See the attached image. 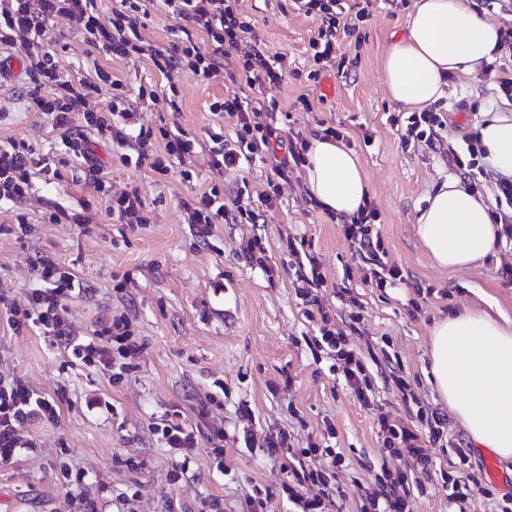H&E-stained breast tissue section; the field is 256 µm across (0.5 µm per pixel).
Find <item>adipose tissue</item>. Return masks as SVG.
<instances>
[{"label": "adipose tissue", "mask_w": 512, "mask_h": 512, "mask_svg": "<svg viewBox=\"0 0 512 512\" xmlns=\"http://www.w3.org/2000/svg\"><path fill=\"white\" fill-rule=\"evenodd\" d=\"M502 49L498 25L467 0H418L404 37L383 60L388 97L406 109L430 106L452 78L481 73ZM479 133L488 161L512 176V119H484ZM306 159L311 198L336 216L356 215L370 193L356 153L318 136L310 138ZM416 222L432 261L445 269L465 268L493 253L500 233L485 199L458 179L427 198ZM430 358L436 390L471 440L512 458V323L470 310L438 319Z\"/></svg>", "instance_id": "1"}]
</instances>
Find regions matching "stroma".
Returning <instances> with one entry per match:
<instances>
[{
  "label": "stroma",
  "mask_w": 512,
  "mask_h": 512,
  "mask_svg": "<svg viewBox=\"0 0 512 512\" xmlns=\"http://www.w3.org/2000/svg\"><path fill=\"white\" fill-rule=\"evenodd\" d=\"M416 2L374 0L369 18L337 45L344 66L326 73L336 83L330 95L306 79L312 62L305 50L316 20L298 13L292 0H239L271 51L285 58L284 80L263 90L279 102L278 127L306 138L335 127L358 154L379 213L376 229L385 259L403 275L396 287L380 290L364 282V265L343 234L341 218L310 198L304 168L277 179L273 163L284 157V148L274 147L270 161L238 171L220 175L211 169L210 136L219 131L231 137L233 125L211 114L208 105L238 91L233 56L206 84L176 74L177 113L160 112L145 98L132 99L140 124L174 122L196 133L195 153L174 160V174L162 177L124 163V148L90 134L104 178L113 191H139L148 223H113L105 198L94 197L74 172L51 185L33 177L24 206L26 231L0 236V295L8 300L0 307V378L20 380L54 399L58 415L28 426L23 437L32 451L0 465V512H83L86 498L95 500L97 512H208L215 500L223 502L224 512H247L258 488L267 493L264 512H289L283 490L288 470L264 453L267 436L281 430L293 448L342 449L343 494L336 508L361 512L380 465L397 464L384 449L378 412L413 429L420 426L418 407L447 412L430 369V329L436 319L467 309L512 320V241L501 240L495 252L470 267L447 270L425 251L416 217L449 177V148H462L465 136L486 116L512 117V100L499 87L502 68L512 66V45H505L495 68L450 81L445 96L456 110L445 116L439 146L402 147L392 120L408 111L390 102L381 65ZM52 30L70 45L57 61L72 78H88L102 68L135 86L149 83L160 91L167 84L148 61L85 53L66 21H56ZM21 92V78L10 71L0 75V139L22 138L37 158L65 160L59 131L27 105ZM183 168L195 172L194 182L181 180ZM272 178L280 196L269 207L263 196ZM214 184L228 201L248 189L256 219L244 217L200 233L181 202ZM49 204L65 211L62 223H44ZM76 214L84 223H73ZM257 238L266 247L261 265L246 254ZM293 245L316 257L325 278L318 301L331 327L359 352L378 411L361 407L315 347L317 326L306 320L296 296L311 273L290 262ZM45 259L70 273L81 288L64 302L76 335L89 336L124 320L137 353L123 357L113 351L101 362L75 363L38 329L18 330L8 323V307L26 309L32 290L41 287L38 266ZM347 278L352 285L344 295L340 288ZM415 297L421 300L417 310L409 304ZM123 363L127 372L114 380ZM402 381L411 400L398 388ZM170 421L193 430L197 440L175 482L170 479L175 462L161 434ZM219 430L224 433L222 472L212 454ZM432 453L426 490L411 492L409 512H448L440 476L448 455L438 447Z\"/></svg>",
  "instance_id": "35a3bbf8"
}]
</instances>
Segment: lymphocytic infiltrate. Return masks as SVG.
<instances>
[{"label":"lymphocytic infiltrate","instance_id":"f902f5d3","mask_svg":"<svg viewBox=\"0 0 512 512\" xmlns=\"http://www.w3.org/2000/svg\"><path fill=\"white\" fill-rule=\"evenodd\" d=\"M156 0H115L108 20H101L96 0H0V45L9 47L24 66L22 94L35 111L50 116L60 132L70 155L78 164L83 180L95 192L109 197L108 213L122 224H144L148 218L145 204L138 191L113 193L100 176L87 138L94 132L108 137L118 145L136 146L135 163L147 166L158 175H167L171 161L195 152L196 137L178 125L162 124L139 127L133 120L127 85L110 71L96 70L94 77L75 82L60 71L56 48L49 36L57 19H67L80 36L88 51L122 59L147 60L154 69L168 77L164 91L138 87V97L149 98L162 111H178L179 91L170 80L172 73L186 72L198 82H210L224 67L225 57L234 55L248 86L247 92L214 100L208 110L232 119L235 133L224 139L221 133L211 136V166L216 173L234 171L243 163L262 160L274 135L272 123L260 121V113L274 114L279 109L275 98L263 100L252 96L256 85L279 84L285 74L281 55L273 53L257 34L252 20L244 15L239 0H157L167 19L175 24L168 47L160 48L143 35L151 20L150 7ZM299 13L314 17L317 30L309 40L307 53L316 64L307 76L319 82L321 67L336 59L339 39L353 34L360 21L370 15L372 0H293ZM205 34L208 46L200 48L198 34ZM111 86L112 101L108 110H101L98 98L103 86ZM80 114L84 124L75 130L73 114ZM445 122L442 113L414 112L405 117L397 130L403 145L420 141L436 144ZM448 168L470 181L480 183L493 196L496 208L494 223L500 224L504 237L512 239V176L497 173L486 161L479 133L465 139L461 151L449 150ZM42 173L45 183L60 179L56 164L38 160L33 148L22 139L0 142V203L21 204L31 191L33 173ZM182 207L193 223L202 228L215 224H233L241 217H253L247 201L236 199L225 203L218 186L192 193L183 199ZM378 212L365 206L349 223L343 224L344 236L351 240L363 261L373 265L368 281L372 287H394L402 278L397 266L385 265L382 242L375 229ZM39 275L41 288L35 289L21 317L13 318L16 328L32 326L46 336L63 342L74 361L90 364L106 356L107 346L124 344L128 332L121 323L95 331L83 341L72 338V326L60 309L74 289V280L60 271L50 260L43 261ZM316 344L329 351L333 362L330 372L340 375L351 388L360 405L375 409L374 392L365 368L342 332L320 328ZM57 414V405L44 396L30 391L21 381L0 380V463L9 464L31 450L23 440L22 430L35 420H50ZM428 432L421 435L411 428L379 416V429L385 437L387 453L405 458L404 466L394 469L381 466L375 476L376 491L368 499L364 512H406L410 487L418 474L428 472L433 465L430 445L442 441L448 425L438 410L421 413ZM266 456L273 461L292 456L293 479L287 486L288 500L295 512H334L340 490L338 477L345 464L342 452L331 447L311 446L295 451L288 448V434L279 431L268 442ZM448 455L452 462L441 478L448 489V504L457 512L464 509L474 496L480 495L495 503L494 512H512V498L496 500L495 492L478 479L463 475L470 461V451L462 444L450 443Z\"/></svg>","mask_w":512,"mask_h":512}]
</instances>
